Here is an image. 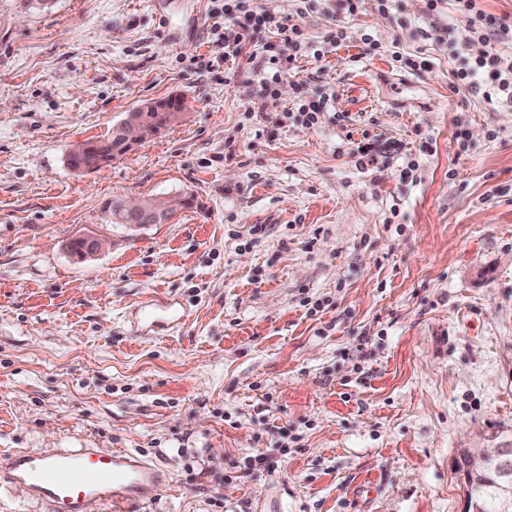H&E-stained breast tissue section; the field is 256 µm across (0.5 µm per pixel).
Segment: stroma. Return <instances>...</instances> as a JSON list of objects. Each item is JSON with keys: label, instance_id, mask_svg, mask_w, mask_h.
<instances>
[{"label": "stroma", "instance_id": "stroma-1", "mask_svg": "<svg viewBox=\"0 0 512 512\" xmlns=\"http://www.w3.org/2000/svg\"><path fill=\"white\" fill-rule=\"evenodd\" d=\"M259 2L324 52L266 101L247 55L218 62L210 0H0V451L130 450L166 475L132 512H464L458 449L512 442V104L452 90L419 35L451 10ZM305 77L336 96L313 128ZM171 96L138 150L68 167ZM172 195L195 203L165 224L103 211ZM86 236L109 246L78 259Z\"/></svg>", "mask_w": 512, "mask_h": 512}]
</instances>
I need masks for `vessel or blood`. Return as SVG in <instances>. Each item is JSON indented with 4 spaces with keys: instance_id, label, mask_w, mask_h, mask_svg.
<instances>
[{
    "instance_id": "1",
    "label": "vessel or blood",
    "mask_w": 512,
    "mask_h": 512,
    "mask_svg": "<svg viewBox=\"0 0 512 512\" xmlns=\"http://www.w3.org/2000/svg\"><path fill=\"white\" fill-rule=\"evenodd\" d=\"M165 475L128 450L59 448L0 455V485L23 484L49 512H98L101 504L149 502Z\"/></svg>"
}]
</instances>
